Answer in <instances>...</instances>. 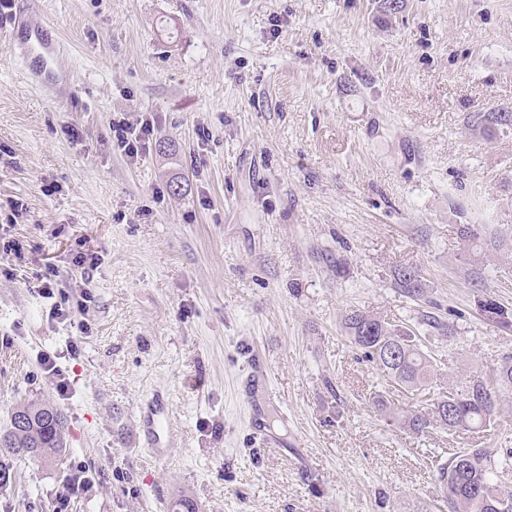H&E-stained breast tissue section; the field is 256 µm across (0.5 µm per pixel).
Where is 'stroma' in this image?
<instances>
[{
  "mask_svg": "<svg viewBox=\"0 0 512 512\" xmlns=\"http://www.w3.org/2000/svg\"><path fill=\"white\" fill-rule=\"evenodd\" d=\"M10 19L0 237L22 253L0 252V427L38 399L68 433L60 461L18 462L0 512H172L182 496L200 512H448L451 454L512 448V401L486 431L388 424L372 393H428L391 386L340 329L351 308L412 327L431 313L454 329L428 345L442 385L512 356L483 309L512 311V263L460 234L512 225V130L465 122L512 104V0H39L32 21L79 77L50 96L11 55ZM120 117L154 120L149 153L113 147ZM49 266L86 302L69 319L26 286ZM402 266L421 299L395 288ZM256 353L273 393L258 408L240 390ZM154 392L172 423L161 461L139 434ZM256 410L281 447L253 435ZM395 288H400L408 297L418 298L423 295L426 284L420 273L412 267H401L394 274Z\"/></svg>",
  "mask_w": 512,
  "mask_h": 512,
  "instance_id": "stroma-1",
  "label": "stroma"
}]
</instances>
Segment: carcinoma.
<instances>
[{"mask_svg": "<svg viewBox=\"0 0 512 512\" xmlns=\"http://www.w3.org/2000/svg\"><path fill=\"white\" fill-rule=\"evenodd\" d=\"M467 125L493 137L503 129H512V107L498 105L492 112H473ZM394 285L411 298L423 295L426 284L412 267H402L394 274ZM349 342L363 358L375 365L385 379L407 391L432 387L436 373L429 354L420 344V335L402 324L362 310H350L341 319ZM512 393V359L495 369V384L473 376L463 386L433 395L425 410L403 409L386 396L376 394L372 404L379 416L415 434L424 435L436 428L450 433L486 430L495 423L505 394ZM23 413L31 422L23 429L0 435V473L14 472V460L35 457L52 460L66 451L67 427L63 415L50 402L28 401ZM512 448L495 457L483 448H467L454 454L439 469L450 512H498L512 506Z\"/></svg>", "mask_w": 512, "mask_h": 512, "instance_id": "carcinoma-1", "label": "carcinoma"}]
</instances>
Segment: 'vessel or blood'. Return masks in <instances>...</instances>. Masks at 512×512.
I'll return each instance as SVG.
<instances>
[{
  "mask_svg": "<svg viewBox=\"0 0 512 512\" xmlns=\"http://www.w3.org/2000/svg\"><path fill=\"white\" fill-rule=\"evenodd\" d=\"M9 49L38 86L53 88L75 80L66 47L52 27L34 23L22 14L14 15L10 22ZM141 427L145 445L156 458H164L169 417L166 400L160 393H153L148 400Z\"/></svg>",
  "mask_w": 512,
  "mask_h": 512,
  "instance_id": "1",
  "label": "vessel or blood"
}]
</instances>
